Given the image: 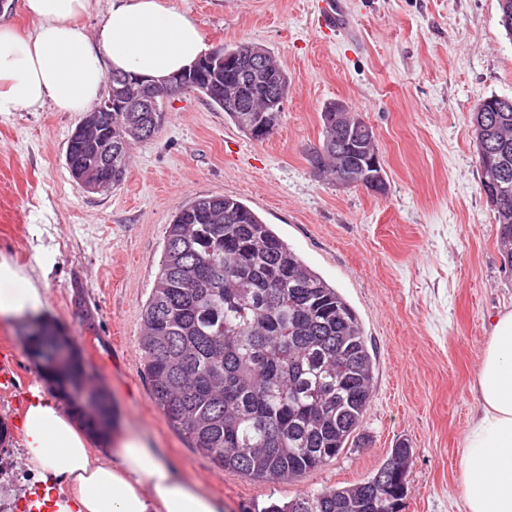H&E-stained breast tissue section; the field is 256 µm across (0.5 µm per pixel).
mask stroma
<instances>
[{"instance_id": "35a3bbf8", "label": "stroma", "mask_w": 512, "mask_h": 512, "mask_svg": "<svg viewBox=\"0 0 512 512\" xmlns=\"http://www.w3.org/2000/svg\"><path fill=\"white\" fill-rule=\"evenodd\" d=\"M207 48L255 42L276 55L290 90L279 125L257 141L198 94L166 105L128 170L88 192L65 164L83 119L43 105L0 112V257L47 291V321L71 338L88 380L111 394L118 424L145 434L224 512H262L311 490L371 475L397 444L412 450L399 512H465L459 448L478 411L473 384L490 326L512 310V268L497 245L480 185L471 117L492 95L512 96V37L498 0H171ZM342 100L375 134L387 191L314 176L309 153L321 110ZM233 197L346 299L374 361L372 401L358 437L297 482L272 484L217 468L155 404L141 370L142 310L166 230L181 205ZM94 316L86 326L78 300ZM24 321H0L14 386L0 389L15 481L0 512H19L25 469L16 420L41 359Z\"/></svg>"}]
</instances>
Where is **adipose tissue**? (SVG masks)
<instances>
[{
  "instance_id": "1",
  "label": "adipose tissue",
  "mask_w": 512,
  "mask_h": 512,
  "mask_svg": "<svg viewBox=\"0 0 512 512\" xmlns=\"http://www.w3.org/2000/svg\"><path fill=\"white\" fill-rule=\"evenodd\" d=\"M97 0H23L38 23L20 37L0 24V112L52 103L83 112L108 73L157 82L190 67L206 44L197 24L170 0H112L96 31L82 17ZM45 289L0 257V320L35 315ZM474 392L480 409L463 437L466 512H512V310L491 326ZM29 485L27 512H224L222 498L185 479L142 435L112 431L105 450L47 384L29 388L18 420Z\"/></svg>"
}]
</instances>
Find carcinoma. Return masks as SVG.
Here are the masks:
<instances>
[{"instance_id": "cac0c4a2", "label": "carcinoma", "mask_w": 512, "mask_h": 512, "mask_svg": "<svg viewBox=\"0 0 512 512\" xmlns=\"http://www.w3.org/2000/svg\"><path fill=\"white\" fill-rule=\"evenodd\" d=\"M268 79L288 94L289 81L273 53ZM233 96L252 106L265 102L255 82L223 72L209 101L224 108ZM490 96L484 122L473 124L477 151L500 149L481 175L494 206L497 244L512 266V106L499 111ZM154 112H114L112 123L87 137L68 139L73 178L101 173L112 153V185L123 179L132 146L143 142L129 129L136 119L165 116L162 97ZM336 128L323 125L320 149L310 164L336 182ZM198 197L181 206L168 225L160 270L142 312V372L156 405L195 448L221 469L255 480H298L337 457L357 437L370 407L374 363L358 318L342 297L305 264L269 225L237 199ZM71 405L88 429L114 422L110 396L76 385ZM408 448L362 482L307 492L263 512H397L406 483L379 485L380 474L407 467Z\"/></svg>"}]
</instances>
